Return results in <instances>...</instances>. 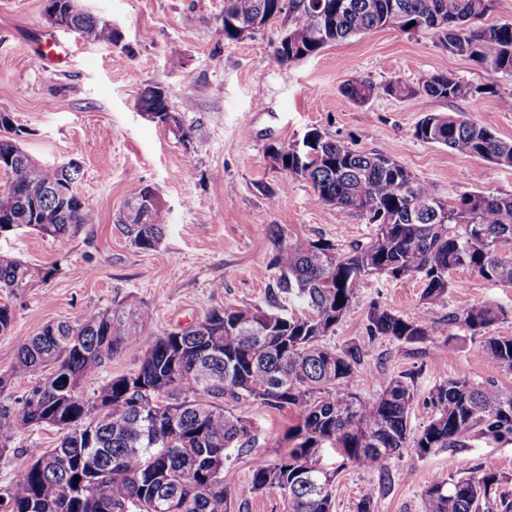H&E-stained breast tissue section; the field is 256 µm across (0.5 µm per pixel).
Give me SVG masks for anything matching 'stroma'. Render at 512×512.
Wrapping results in <instances>:
<instances>
[{
	"mask_svg": "<svg viewBox=\"0 0 512 512\" xmlns=\"http://www.w3.org/2000/svg\"><path fill=\"white\" fill-rule=\"evenodd\" d=\"M94 15L111 20L118 44H92L52 26L45 0H0V112L21 128V147L36 161L82 167L77 189L97 215L96 223L59 239L21 229L0 236V256L47 272L12 299L13 325L0 335V373L16 362L22 338L51 322L81 319L86 309H146L152 315L145 339L177 330L227 304L266 306L275 279L271 230L322 239L346 250L366 241L371 226L356 214L339 215L318 199L310 183L274 166L268 148L302 140L311 128L353 142L356 149L392 153L441 198L483 191L512 193V167L419 142L413 130L421 111L466 114L512 141V110L499 98L512 94V76L475 66L438 46L432 33L406 34L377 28L317 54L279 66L272 46L293 24L280 17L236 41L224 38V0H82ZM59 57L46 61L49 50ZM452 74L472 85L495 84L499 97L480 101L428 100L424 109L379 96L365 105L341 92L358 78L374 84ZM163 87L177 125L166 126L138 110L141 91ZM191 133L182 143L181 130ZM164 205V238L144 252L131 245L115 217L143 186ZM446 306L420 299L418 278H369L352 309L325 339L336 348L357 344L365 352L354 389L373 397V378L410 374L414 400L409 433L432 416V388L451 378L477 385L495 381L512 389V371L480 352L481 339L450 313L464 302H490L505 310L491 326L512 335V284L489 281L467 269L451 272ZM428 326V341L403 347L369 337L372 306ZM252 446L233 453L224 481L233 492L231 512H285L277 491H249L256 454L273 459L289 447L297 423L293 409L260 403L241 408ZM52 430L24 429L0 457V488L13 487L29 462V448L51 447ZM320 467L333 471V512H354L372 493L374 512H422V494L434 478L495 470L512 496V442L468 439L466 447L419 456L414 448L389 459L383 472L343 463L326 449Z\"/></svg>",
	"mask_w": 512,
	"mask_h": 512,
	"instance_id": "35a3bbf8",
	"label": "stroma"
}]
</instances>
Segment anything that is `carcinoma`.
Returning <instances> with one entry per match:
<instances>
[{"label":"carcinoma","mask_w":512,"mask_h":512,"mask_svg":"<svg viewBox=\"0 0 512 512\" xmlns=\"http://www.w3.org/2000/svg\"><path fill=\"white\" fill-rule=\"evenodd\" d=\"M491 0H224V38L244 35L247 23L283 13L294 17L286 40L274 44L272 59L284 65L317 54L324 46L388 28L407 34L433 32L437 44L467 57L487 71L512 76V22L473 25L485 17ZM67 26L82 38L117 43L106 22L90 13L72 16ZM351 102L373 97L422 103L426 99L498 96L497 88L473 86L446 74L416 84L399 79L377 86L351 80L341 88ZM141 108L151 119L170 124L168 95L144 88ZM413 138L469 156L512 166V142L462 113L425 112ZM270 156L288 175L310 182L317 197L341 214L356 212L374 225L365 243L347 251L300 236L274 234L275 287L272 307L227 305L204 318L144 345L147 310L89 308L76 324L45 325L20 342L13 374L45 372L15 407L0 403V457L25 428L50 427L58 439L51 448L29 450L40 467L26 465L12 489H0V512H230L233 493L224 468L233 450L251 442L246 420L224 409L223 401L260 402L294 408L301 439L269 460L256 458L249 490L278 491L287 512H332L336 472L318 466L324 446L346 461L380 471L407 447L414 399L407 375L378 378L381 392L364 397L353 390L364 360L358 345L341 350L322 344L356 302L366 278L418 277L422 300L442 306L449 274L469 269L488 280L512 284V193L475 191L454 200L432 187L382 150L359 151L352 143L308 130L302 145L278 143ZM0 171L23 191L52 186L36 197L39 213L30 218V197L12 204V224L0 223V236L25 225L58 239L96 216L78 194L77 164L50 169L13 141L0 138ZM162 201L150 187L138 189L116 218L130 243L155 249L166 225ZM38 270L0 258V292L24 294ZM299 304L303 314L278 305L280 295ZM504 317L492 303L470 304L449 315L474 335L484 336L482 354L512 371V335H489ZM369 337L385 336L405 346L429 339L420 322L373 306L367 313ZM145 347L139 367L107 380L86 398L81 388L97 379L105 362L121 352ZM434 414L414 448L426 455L462 445L472 436L512 438V393L490 381L479 388L461 379L437 385L430 397ZM79 480H74V477ZM506 476L491 470L457 479L437 478L425 490L422 512H512V498L499 492Z\"/></svg>","instance_id":"obj_1"}]
</instances>
